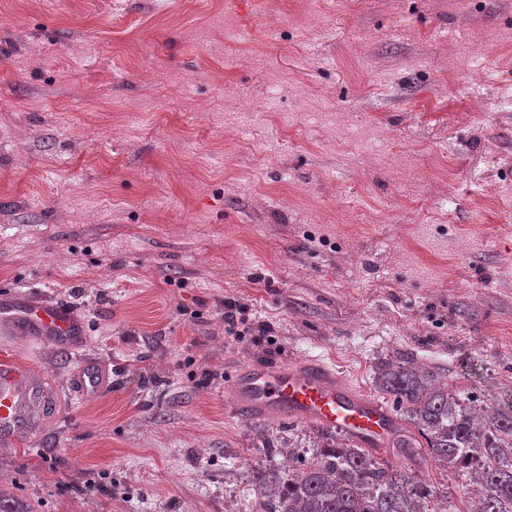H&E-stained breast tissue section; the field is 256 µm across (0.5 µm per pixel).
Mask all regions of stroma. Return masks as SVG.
<instances>
[{
	"mask_svg": "<svg viewBox=\"0 0 512 512\" xmlns=\"http://www.w3.org/2000/svg\"><path fill=\"white\" fill-rule=\"evenodd\" d=\"M84 346L0 349L57 394L0 512H261L310 423L226 414L245 363L385 362L512 398V0H0V287ZM236 302L252 335L224 329ZM116 364L89 399L77 361ZM456 512L474 491L406 460Z\"/></svg>",
	"mask_w": 512,
	"mask_h": 512,
	"instance_id": "35a3bbf8",
	"label": "stroma"
}]
</instances>
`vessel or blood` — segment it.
<instances>
[{
	"mask_svg": "<svg viewBox=\"0 0 512 512\" xmlns=\"http://www.w3.org/2000/svg\"><path fill=\"white\" fill-rule=\"evenodd\" d=\"M21 331L35 345L76 349L85 338L81 320L54 300L31 294L0 295V331ZM107 385V370L80 360L73 369L70 392L82 399ZM54 402L41 376L11 356L0 355V446L30 443ZM229 413L247 420L264 418L311 422L346 433L360 446L384 447L395 430V416L383 402L350 384L334 362L309 357L285 365L242 366L224 389Z\"/></svg>",
	"mask_w": 512,
	"mask_h": 512,
	"instance_id": "vessel-or-blood-1",
	"label": "vessel or blood"
}]
</instances>
